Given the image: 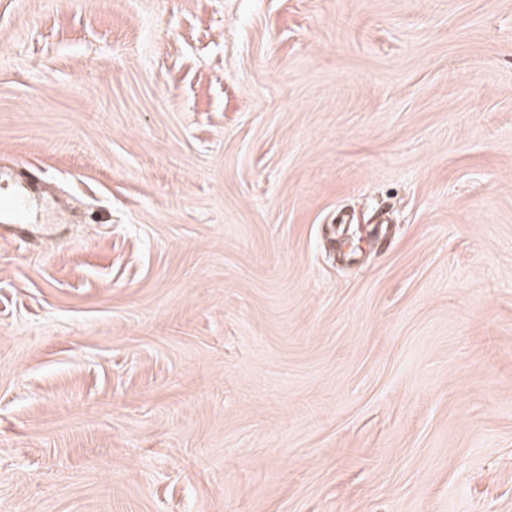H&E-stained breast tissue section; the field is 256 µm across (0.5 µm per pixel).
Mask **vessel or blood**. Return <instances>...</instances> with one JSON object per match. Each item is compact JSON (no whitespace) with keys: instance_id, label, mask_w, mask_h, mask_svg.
<instances>
[{"instance_id":"obj_1","label":"vessel or blood","mask_w":512,"mask_h":512,"mask_svg":"<svg viewBox=\"0 0 512 512\" xmlns=\"http://www.w3.org/2000/svg\"><path fill=\"white\" fill-rule=\"evenodd\" d=\"M0 181L10 188L9 193L0 196V211L20 224L40 223L43 213L49 207L43 193L44 177L41 169L26 164L16 176L1 171Z\"/></svg>"}]
</instances>
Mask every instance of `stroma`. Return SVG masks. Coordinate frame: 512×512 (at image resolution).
<instances>
[{
  "label": "stroma",
  "mask_w": 512,
  "mask_h": 512,
  "mask_svg": "<svg viewBox=\"0 0 512 512\" xmlns=\"http://www.w3.org/2000/svg\"><path fill=\"white\" fill-rule=\"evenodd\" d=\"M0 512H512V0H0ZM20 167L19 179L11 172H0L1 188L4 190L3 182L10 187L8 194H1L0 210L18 224H38L50 206L43 193L44 177L41 169L35 165L25 164Z\"/></svg>",
  "instance_id": "35a3bbf8"
}]
</instances>
